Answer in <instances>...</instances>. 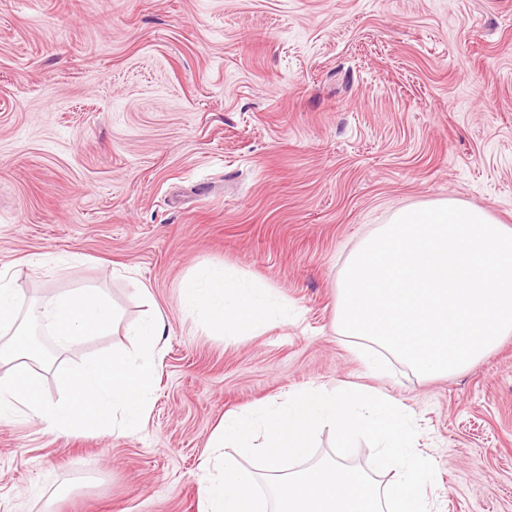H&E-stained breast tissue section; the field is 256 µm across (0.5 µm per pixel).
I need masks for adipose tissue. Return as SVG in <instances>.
I'll list each match as a JSON object with an SVG mask.
<instances>
[{
	"mask_svg": "<svg viewBox=\"0 0 512 512\" xmlns=\"http://www.w3.org/2000/svg\"><path fill=\"white\" fill-rule=\"evenodd\" d=\"M179 301L191 316L203 317L213 328L236 336L266 327L270 317L288 320V304L271 289L216 268L203 267L179 286Z\"/></svg>",
	"mask_w": 512,
	"mask_h": 512,
	"instance_id": "adipose-tissue-1",
	"label": "adipose tissue"
}]
</instances>
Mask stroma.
<instances>
[{
  "label": "stroma",
  "instance_id": "35a3bbf8",
  "mask_svg": "<svg viewBox=\"0 0 512 512\" xmlns=\"http://www.w3.org/2000/svg\"><path fill=\"white\" fill-rule=\"evenodd\" d=\"M444 199L512 225V0H0V270L24 303L89 287L118 311L37 367L48 399L56 367L166 318L140 432L0 421V512H199L225 413L307 387L411 415L438 512H512V335L452 376L373 374L335 317L347 257ZM204 266L293 322L188 317Z\"/></svg>",
  "mask_w": 512,
  "mask_h": 512
}]
</instances>
